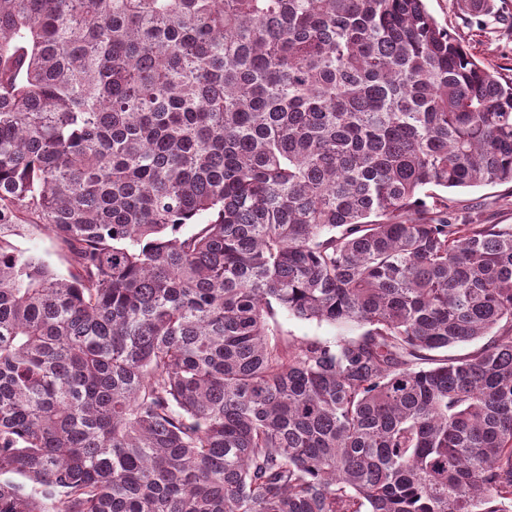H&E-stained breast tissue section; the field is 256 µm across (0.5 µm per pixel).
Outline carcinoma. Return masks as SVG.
I'll return each instance as SVG.
<instances>
[{
	"label": "carcinoma",
	"instance_id": "carcinoma-1",
	"mask_svg": "<svg viewBox=\"0 0 512 512\" xmlns=\"http://www.w3.org/2000/svg\"><path fill=\"white\" fill-rule=\"evenodd\" d=\"M501 183L426 0H0V512H512ZM455 199L463 220H478L481 224H512V184H488L478 187L448 190ZM15 241L19 248L42 258L56 272L61 274L67 273L68 261L66 253L45 232L33 230L30 233L15 237ZM276 321L280 336L274 337L285 340L300 341L317 338L334 341L342 336H356L362 332L361 329L355 327L341 328L325 322L299 319L280 309H277Z\"/></svg>",
	"mask_w": 512,
	"mask_h": 512
}]
</instances>
